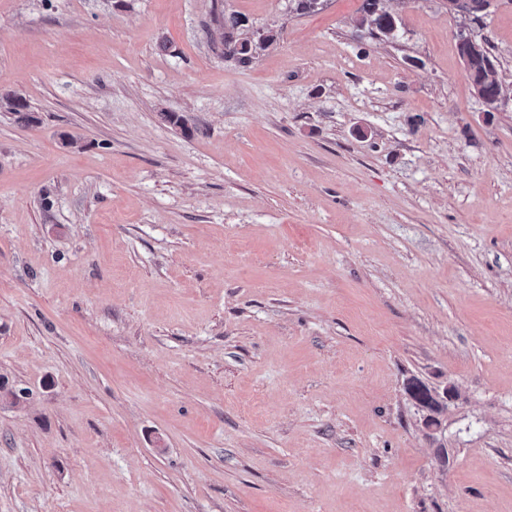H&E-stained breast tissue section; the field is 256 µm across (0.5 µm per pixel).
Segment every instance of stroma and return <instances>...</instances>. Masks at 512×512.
I'll use <instances>...</instances> for the list:
<instances>
[{
  "label": "stroma",
  "mask_w": 512,
  "mask_h": 512,
  "mask_svg": "<svg viewBox=\"0 0 512 512\" xmlns=\"http://www.w3.org/2000/svg\"><path fill=\"white\" fill-rule=\"evenodd\" d=\"M362 3L0 0V512H512V101ZM379 0H365L363 14L355 20V27L367 30L370 38H381L393 35L397 29V17L388 10L378 13L376 10ZM243 21L230 14L224 15V24L217 34L224 42V57L242 67L248 66L256 56L277 43L280 33L273 29L246 30ZM408 391L415 401L431 411H438L443 405L440 395L432 392L426 385L419 381H412L408 386Z\"/></svg>",
  "instance_id": "1"
}]
</instances>
